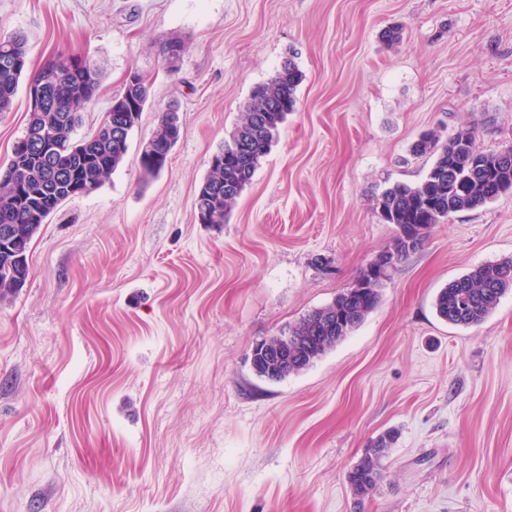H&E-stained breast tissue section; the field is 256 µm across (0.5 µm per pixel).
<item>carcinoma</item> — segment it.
I'll return each mask as SVG.
<instances>
[{"label":"carcinoma","instance_id":"obj_1","mask_svg":"<svg viewBox=\"0 0 512 512\" xmlns=\"http://www.w3.org/2000/svg\"><path fill=\"white\" fill-rule=\"evenodd\" d=\"M8 59V64L1 60ZM302 73L293 59L284 60L276 74L256 85L244 106L242 119L230 138L212 156L209 173L200 185L195 204L208 213L214 224L224 218L250 184L260 160L265 157L294 110L297 87ZM101 71L86 59L57 53L43 66L28 71L26 39L20 34L0 37V113L13 110L20 86L26 91L42 89L50 106L27 110L23 136L34 139L42 132L51 134L58 146L51 165H46L29 144L25 151H12L0 177V225L11 224L32 242L41 224L66 200L83 193L87 184L98 189L124 162L129 140L116 135L122 113L108 109L97 130L88 136L74 137L81 113L97 96ZM121 95L135 103L130 125L139 124L151 91L138 86L123 87ZM178 111L172 106L161 112L152 134L155 151L143 153L141 171L146 178L160 174L166 166L163 150L170 138L181 136ZM477 128L458 126L448 135L426 130L411 147L412 155L432 159L425 176L418 182H394L372 196L375 212L386 224L408 226L427 224L429 229L443 223L452 214L475 211L501 195L512 193V161L503 162L501 151L483 152L475 147ZM455 176L448 178V165ZM480 167L487 178L469 176L471 166ZM427 242L408 247L393 236L390 244L397 253L398 269ZM29 277L28 259L23 266L0 262V295L15 293L18 273ZM392 273L374 278L362 270L352 288L336 296L328 305L304 315L282 330L290 336H302L306 351L295 373L307 369L344 341L382 300V291ZM512 290V257L477 265L448 282L434 300L436 315L443 321L462 327L482 323L497 307L501 297ZM396 436L387 431L372 441L365 455L347 473V483L356 499L372 493L383 478V459Z\"/></svg>","mask_w":512,"mask_h":512}]
</instances>
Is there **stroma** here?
I'll list each match as a JSON object with an SVG mask.
<instances>
[{
  "instance_id": "obj_1",
  "label": "stroma",
  "mask_w": 512,
  "mask_h": 512,
  "mask_svg": "<svg viewBox=\"0 0 512 512\" xmlns=\"http://www.w3.org/2000/svg\"><path fill=\"white\" fill-rule=\"evenodd\" d=\"M14 33L30 68L61 51L99 67L78 135L130 70L153 86L123 165L49 217L0 299V512H512V292L471 327L433 307L512 256L511 193L437 225L303 372L270 382L249 361L392 239L370 198L423 178L422 131L475 122L478 150L512 145V0H0ZM289 57L294 112L224 223H199L212 155ZM171 104L183 133L144 178ZM388 431L385 476L356 500L346 473Z\"/></svg>"
}]
</instances>
